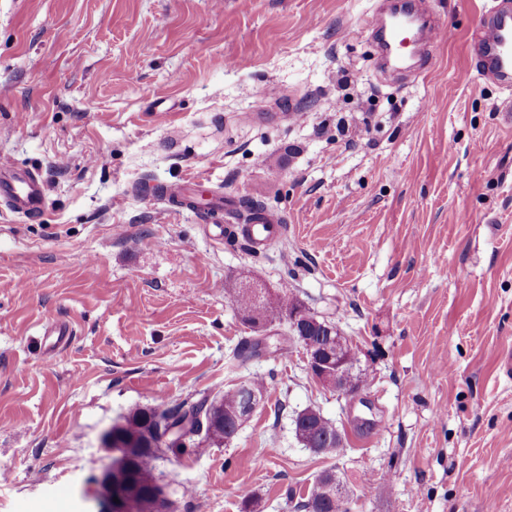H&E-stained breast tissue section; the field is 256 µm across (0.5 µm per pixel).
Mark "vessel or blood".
Segmentation results:
<instances>
[{
  "mask_svg": "<svg viewBox=\"0 0 512 512\" xmlns=\"http://www.w3.org/2000/svg\"><path fill=\"white\" fill-rule=\"evenodd\" d=\"M374 32L385 64L398 72L408 71L414 57L426 55L429 46L440 36L437 27L425 26L420 0H402L387 16L376 20ZM477 53L481 75L504 88H511L512 0H500L492 11L482 15ZM196 186V181L188 180L161 186L156 194L167 201L178 199L189 208L199 207L205 213L222 208L227 214H234V205H223L218 197H207L202 203H194L190 192ZM0 203L12 212L25 216L42 211L44 188L39 175L18 172L0 164ZM282 233L281 217L264 211L247 226L246 239L251 245L265 248L280 238Z\"/></svg>",
  "mask_w": 512,
  "mask_h": 512,
  "instance_id": "1",
  "label": "vessel or blood"
}]
</instances>
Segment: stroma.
<instances>
[{
	"mask_svg": "<svg viewBox=\"0 0 512 512\" xmlns=\"http://www.w3.org/2000/svg\"><path fill=\"white\" fill-rule=\"evenodd\" d=\"M498 2L427 0L435 71L395 82L379 0H0V164L46 193L0 207V512H100L105 430L253 377L233 439L157 460L168 512H299L331 467L351 512H512V90L471 65ZM192 177L281 240L218 239L151 191ZM235 283L336 325L360 399L296 345L236 359ZM308 407L349 433L338 458L297 440ZM280 216L264 210L246 227V239L258 248H266L281 237L283 233Z\"/></svg>",
	"mask_w": 512,
	"mask_h": 512,
	"instance_id": "1",
	"label": "stroma"
}]
</instances>
